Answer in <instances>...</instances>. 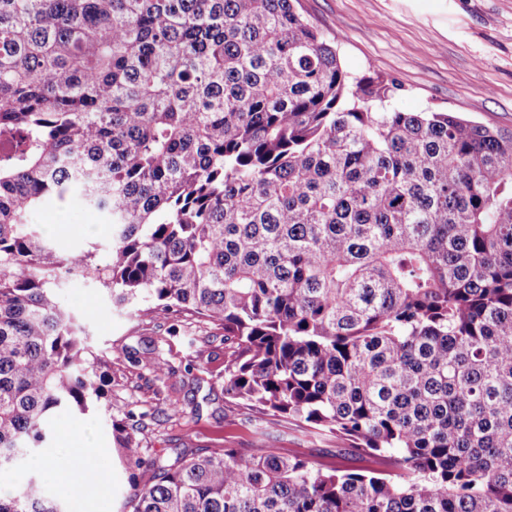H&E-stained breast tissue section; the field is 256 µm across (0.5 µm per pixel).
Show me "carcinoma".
Listing matches in <instances>:
<instances>
[{"label":"carcinoma","mask_w":512,"mask_h":512,"mask_svg":"<svg viewBox=\"0 0 512 512\" xmlns=\"http://www.w3.org/2000/svg\"><path fill=\"white\" fill-rule=\"evenodd\" d=\"M295 0H0V469L112 391L32 222L104 213L112 305L224 330L255 448L187 449L127 512H512V131L403 112ZM289 418L365 465L267 447ZM0 512H66L40 475Z\"/></svg>","instance_id":"obj_1"}]
</instances>
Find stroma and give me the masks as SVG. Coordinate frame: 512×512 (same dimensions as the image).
<instances>
[{"label": "stroma", "mask_w": 512, "mask_h": 512, "mask_svg": "<svg viewBox=\"0 0 512 512\" xmlns=\"http://www.w3.org/2000/svg\"><path fill=\"white\" fill-rule=\"evenodd\" d=\"M296 9L337 51L352 75L377 73L399 82L394 101L406 112H458L466 119L512 129V0H297ZM34 223L52 227L58 249L76 252L95 241L108 259L112 229L105 217L71 204L43 209ZM59 297L74 308L94 351L112 356V393L94 412L57 411L40 453L96 483L51 485L67 512H121L129 472L112 440L111 423L143 415L140 436L149 461L176 448L251 447L249 406L224 395V341L213 326L182 315L136 316L116 309L101 280L65 281ZM165 359L169 375L152 364ZM274 447L310 455L336 439L308 433L284 418Z\"/></svg>", "instance_id": "stroma-1"}]
</instances>
